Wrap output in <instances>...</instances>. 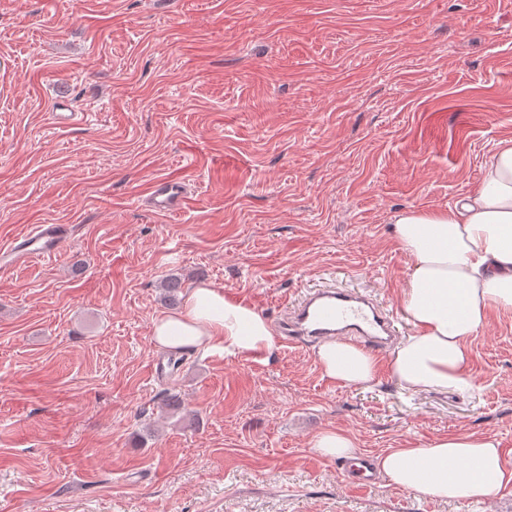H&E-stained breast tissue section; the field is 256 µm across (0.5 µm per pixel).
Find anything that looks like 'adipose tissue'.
<instances>
[{"label": "adipose tissue", "instance_id": "obj_1", "mask_svg": "<svg viewBox=\"0 0 512 512\" xmlns=\"http://www.w3.org/2000/svg\"><path fill=\"white\" fill-rule=\"evenodd\" d=\"M392 235L410 260L401 306L413 332L387 364L343 340L316 350L324 376L368 389L387 368L409 393L464 392L472 336L491 310L512 312V139L498 143L478 186L446 209L408 208L392 218ZM157 346L235 358L271 352L269 322L253 307L205 284L190 288L182 307L152 324ZM380 474L432 499L481 503L512 484L500 442L482 434L434 438L380 456Z\"/></svg>", "mask_w": 512, "mask_h": 512}]
</instances>
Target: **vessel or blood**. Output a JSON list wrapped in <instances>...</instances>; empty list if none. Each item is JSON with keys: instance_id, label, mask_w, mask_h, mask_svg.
I'll list each match as a JSON object with an SVG mask.
<instances>
[{"instance_id": "vessel-or-blood-1", "label": "vessel or blood", "mask_w": 512, "mask_h": 512, "mask_svg": "<svg viewBox=\"0 0 512 512\" xmlns=\"http://www.w3.org/2000/svg\"><path fill=\"white\" fill-rule=\"evenodd\" d=\"M150 211L175 216L189 202L184 184L176 179L153 181L143 195ZM71 235L66 224H40L0 250V269L17 268L35 259L59 254ZM280 342L309 347L342 339L385 354L398 334L396 320L376 295L322 285L307 290L276 322ZM346 482L355 489L371 488L379 473L372 455L359 454L344 462Z\"/></svg>"}]
</instances>
